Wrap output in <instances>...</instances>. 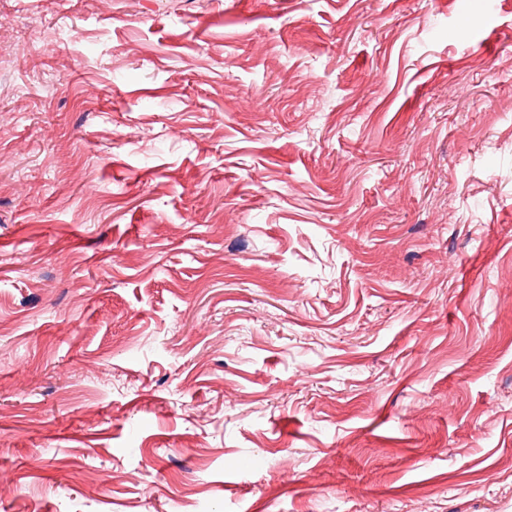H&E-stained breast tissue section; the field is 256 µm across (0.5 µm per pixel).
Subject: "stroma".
<instances>
[{
    "label": "stroma",
    "instance_id": "obj_1",
    "mask_svg": "<svg viewBox=\"0 0 512 512\" xmlns=\"http://www.w3.org/2000/svg\"><path fill=\"white\" fill-rule=\"evenodd\" d=\"M0 512H512V0H0Z\"/></svg>",
    "mask_w": 512,
    "mask_h": 512
}]
</instances>
